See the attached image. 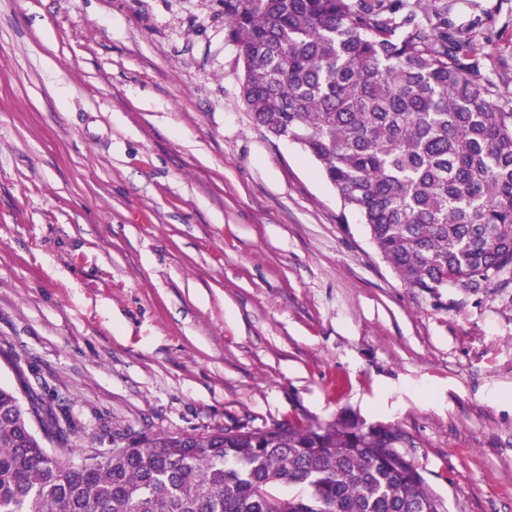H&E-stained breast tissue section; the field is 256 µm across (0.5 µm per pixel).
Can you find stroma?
<instances>
[{
    "mask_svg": "<svg viewBox=\"0 0 512 512\" xmlns=\"http://www.w3.org/2000/svg\"><path fill=\"white\" fill-rule=\"evenodd\" d=\"M512 105V0H429ZM222 0H0V385L73 446L391 425L449 512H512V288L406 286L257 127Z\"/></svg>",
    "mask_w": 512,
    "mask_h": 512,
    "instance_id": "1",
    "label": "stroma"
}]
</instances>
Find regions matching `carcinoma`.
<instances>
[{
	"label": "carcinoma",
	"mask_w": 512,
	"mask_h": 512,
	"mask_svg": "<svg viewBox=\"0 0 512 512\" xmlns=\"http://www.w3.org/2000/svg\"><path fill=\"white\" fill-rule=\"evenodd\" d=\"M224 0L240 93L300 145L410 288L512 286V109L416 0ZM0 386V512H449L392 426L341 417L45 447Z\"/></svg>",
	"instance_id": "carcinoma-1"
}]
</instances>
